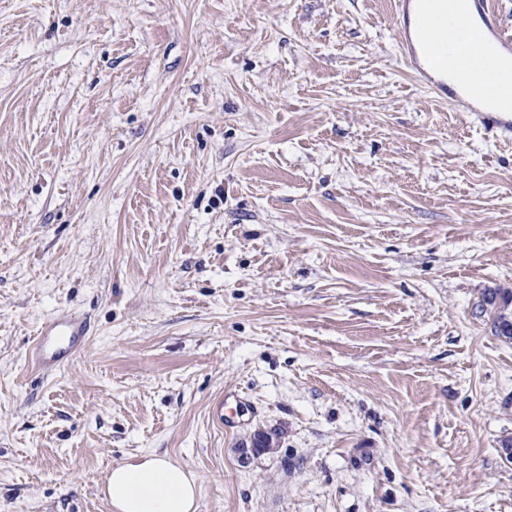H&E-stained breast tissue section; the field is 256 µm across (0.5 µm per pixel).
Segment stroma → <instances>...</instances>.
I'll list each match as a JSON object with an SVG mask.
<instances>
[{"mask_svg":"<svg viewBox=\"0 0 512 512\" xmlns=\"http://www.w3.org/2000/svg\"><path fill=\"white\" fill-rule=\"evenodd\" d=\"M398 42L393 0H0V512H113L149 453L197 512H512V142ZM480 307L491 318L496 334L512 340V291L489 290L483 294ZM89 332L83 316L69 310L58 311L37 332L33 345L35 363L46 372L57 370L85 343ZM256 432H260L259 436H253L251 439V443L248 446L249 448H247L246 451L243 454H241V459L244 462L251 459L252 455L258 456L259 452H261L262 448H264L263 446L273 445L274 448H278L277 446H279L280 444L281 433L279 429H277L276 427H271L267 429L260 428L256 430L255 433Z\"/></svg>","mask_w":512,"mask_h":512,"instance_id":"1","label":"stroma"}]
</instances>
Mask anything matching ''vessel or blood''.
<instances>
[{"label":"vessel or blood","mask_w":512,"mask_h":512,"mask_svg":"<svg viewBox=\"0 0 512 512\" xmlns=\"http://www.w3.org/2000/svg\"><path fill=\"white\" fill-rule=\"evenodd\" d=\"M499 4L500 0H464L456 11L457 23L471 30L476 38L491 41L501 55L512 56V35L504 29ZM447 9L446 0H396L400 57L436 98L465 104L487 133L511 141L512 86L500 88L493 103L479 104L475 93L489 81L488 70L467 71L452 79L446 61L435 58V45L448 48L454 44L451 31H441L435 38L429 34L431 17ZM89 332L83 316L69 310L58 311L37 332L33 345L37 366L46 372L57 370L85 343Z\"/></svg>","instance_id":"vessel-or-blood-1"}]
</instances>
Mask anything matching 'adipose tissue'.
Instances as JSON below:
<instances>
[{"label": "adipose tissue", "mask_w": 512, "mask_h": 512, "mask_svg": "<svg viewBox=\"0 0 512 512\" xmlns=\"http://www.w3.org/2000/svg\"><path fill=\"white\" fill-rule=\"evenodd\" d=\"M461 49L449 54L448 67L465 70L497 65L504 81L512 68L493 62L491 53L471 34H459ZM200 487L193 475L171 460L149 454L114 465L106 477V494L113 512H195Z\"/></svg>", "instance_id": "1"}]
</instances>
